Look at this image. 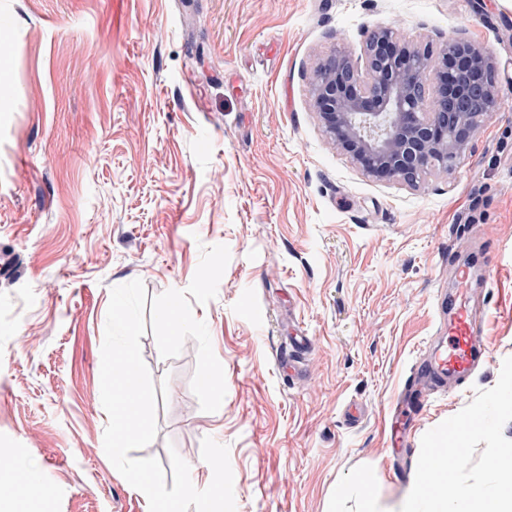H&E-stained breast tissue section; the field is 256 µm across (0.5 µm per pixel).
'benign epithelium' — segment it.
Listing matches in <instances>:
<instances>
[{
	"label": "benign epithelium",
	"mask_w": 512,
	"mask_h": 512,
	"mask_svg": "<svg viewBox=\"0 0 512 512\" xmlns=\"http://www.w3.org/2000/svg\"><path fill=\"white\" fill-rule=\"evenodd\" d=\"M364 70L338 52L322 59L311 103L325 134L363 173L417 185L431 170H451L466 156L480 117L459 107L468 95L493 109L495 66L466 38L439 54L379 27L366 37Z\"/></svg>",
	"instance_id": "7a95c632"
}]
</instances>
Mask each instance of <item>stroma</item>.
I'll return each instance as SVG.
<instances>
[{
  "label": "stroma",
  "instance_id": "35a3bbf8",
  "mask_svg": "<svg viewBox=\"0 0 512 512\" xmlns=\"http://www.w3.org/2000/svg\"><path fill=\"white\" fill-rule=\"evenodd\" d=\"M379 26L495 64L465 159L416 188L363 175L309 104L318 60L363 63ZM459 267L489 360L422 399L397 458L388 410ZM135 279L157 436L134 457L178 452L203 489L209 436L236 512H399L423 435L512 356V0H0V512H149L103 447L107 309Z\"/></svg>",
  "mask_w": 512,
  "mask_h": 512
}]
</instances>
